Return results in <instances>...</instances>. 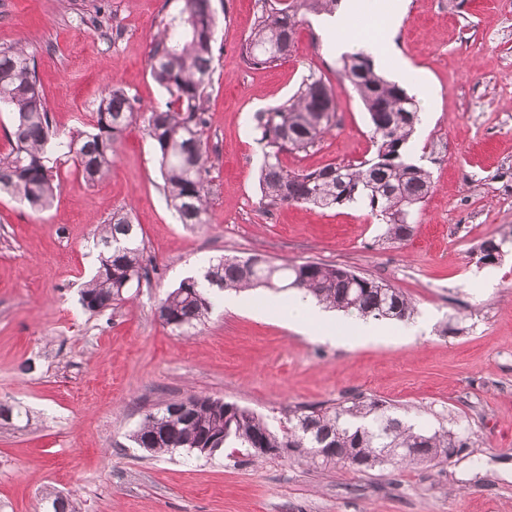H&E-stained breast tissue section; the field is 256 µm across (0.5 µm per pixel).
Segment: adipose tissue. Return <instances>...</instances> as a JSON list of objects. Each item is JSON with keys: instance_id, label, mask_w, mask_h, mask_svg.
<instances>
[{"instance_id": "obj_1", "label": "adipose tissue", "mask_w": 512, "mask_h": 512, "mask_svg": "<svg viewBox=\"0 0 512 512\" xmlns=\"http://www.w3.org/2000/svg\"><path fill=\"white\" fill-rule=\"evenodd\" d=\"M401 20V15H393L387 21L381 38L377 39L369 32L356 29L349 13H337L323 22L325 28L336 32L335 37L327 42L326 53L337 59L352 49L364 50L372 57L376 68L389 71L395 80H402L409 64L393 44ZM253 310L259 315H276L287 325L322 343L349 347L374 342L385 335L383 329L364 320L337 318L335 311L297 293L288 296L264 294L261 303L254 305Z\"/></svg>"}]
</instances>
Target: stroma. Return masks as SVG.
Wrapping results in <instances>:
<instances>
[{
    "label": "stroma",
    "mask_w": 512,
    "mask_h": 512,
    "mask_svg": "<svg viewBox=\"0 0 512 512\" xmlns=\"http://www.w3.org/2000/svg\"><path fill=\"white\" fill-rule=\"evenodd\" d=\"M397 46L413 83L429 86L422 149L433 189L407 240L391 243L368 209L270 206L255 115L289 98L309 72L336 91L335 125L318 146L285 153L314 170L374 153L368 115L327 61L316 15L299 27L286 61L244 64L254 0H211L219 19L217 71L205 137L214 194L208 223H179L161 191L157 155L135 120L105 180L60 162L51 208L34 214L0 196V512H53L47 491L80 512H512V0H405ZM164 0H0V47L26 42L53 122L83 127L105 89L138 108L164 102L148 66ZM130 210L150 286L102 315L79 303L98 265L101 224ZM503 240L499 263L476 249ZM313 260L383 281L412 298L415 337L347 348L319 343L274 316L214 308L196 335L163 324L165 294L191 269L223 256ZM69 308L74 321L62 319ZM363 393L397 416L469 436L437 466L360 473L343 464L162 457L130 435L144 414L191 394L234 402L278 423L299 403Z\"/></svg>",
    "instance_id": "obj_1"
}]
</instances>
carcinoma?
<instances>
[{"label":"carcinoma","mask_w":512,"mask_h":512,"mask_svg":"<svg viewBox=\"0 0 512 512\" xmlns=\"http://www.w3.org/2000/svg\"><path fill=\"white\" fill-rule=\"evenodd\" d=\"M254 26L242 44L245 62L270 67L290 55L302 18L332 14L338 0H255ZM216 16L211 0H177L161 14L148 54L149 69L166 97L144 118L157 154L162 192L183 224L209 223L212 185L208 180L209 89L215 73ZM345 81L362 101L375 148L357 164H328L312 171H289L281 154L314 147L335 118L336 92L322 76H304L297 91L257 117L263 161L259 184L270 206L307 204L341 207L364 204L393 242L412 234L415 215L432 190L431 172L407 160L405 145L419 122L420 105L399 84L373 68L362 50L341 59ZM0 112L12 113L13 142L0 158V193L25 202L35 212L48 209L59 189L50 166L54 156L71 159L94 183L112 171L117 144L139 109L127 93L110 86L87 130L62 136L53 126L37 76L35 58L23 44L0 48ZM99 266L80 290L82 308L97 314L125 299L131 288L150 283L155 266L146 259L138 225L123 209L112 213L99 236ZM502 243L487 240L478 261L501 258ZM238 292L257 287L293 289L358 319L403 321L414 312L410 297L397 288L353 271L317 261L276 264L261 256L224 257L201 278L190 277L158 306L159 318L184 330L203 322L214 302L212 288ZM152 455L183 450L197 457V445L243 448L255 459H275L261 448H286L314 465L342 462L358 472L424 462L444 463L470 447L465 435L427 429L394 415L385 401L356 394L332 404L305 403L288 410L279 426L254 410L221 398L191 394L145 414L131 434ZM334 445L336 452L317 449Z\"/></svg>","instance_id":"carcinoma-1"}]
</instances>
